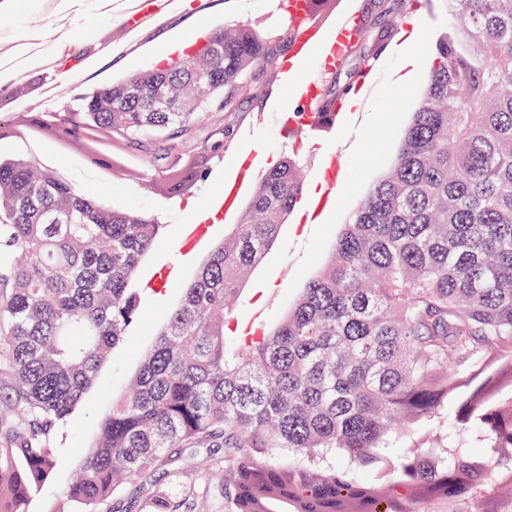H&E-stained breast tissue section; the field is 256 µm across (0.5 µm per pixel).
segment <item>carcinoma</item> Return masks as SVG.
<instances>
[{
	"mask_svg": "<svg viewBox=\"0 0 512 512\" xmlns=\"http://www.w3.org/2000/svg\"><path fill=\"white\" fill-rule=\"evenodd\" d=\"M451 2L429 80L398 154L353 211L320 272L257 336L226 332L241 287L280 242L301 194L304 155L258 178L212 242L154 344L112 399L76 473L46 512H103L173 448L219 443L236 470L224 496L248 512L254 473L298 501L443 500L481 512L492 482L512 488V0ZM412 0H373L358 67L311 108L327 122ZM197 42L211 89L180 112L153 111L135 84L193 93L189 55L99 87L31 122L112 130L156 166L187 146L206 112L257 69L275 32L225 22ZM162 225L104 210L35 159L0 162V512H35L64 459L53 441L139 315L133 287ZM451 409L456 445L394 442ZM294 462L283 465L278 453ZM336 456V464L323 466Z\"/></svg>",
	"mask_w": 512,
	"mask_h": 512,
	"instance_id": "obj_1",
	"label": "carcinoma"
}]
</instances>
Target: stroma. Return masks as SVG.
<instances>
[{
    "mask_svg": "<svg viewBox=\"0 0 512 512\" xmlns=\"http://www.w3.org/2000/svg\"><path fill=\"white\" fill-rule=\"evenodd\" d=\"M63 13L71 34L70 52L81 56L85 64L81 74L49 59H29L30 48L43 45L48 31L56 27L42 0H18L17 7L0 20V30L16 40V60L0 76V120L13 127L28 123L33 112L78 111L83 98L98 86L154 65L172 42L221 27L225 18L275 31L283 28L281 16L272 14L265 0H202L198 7L192 0H177L157 26L135 36L139 49L126 52L122 46L133 36L124 23V0H112L108 11L99 6L87 9L86 0H64ZM451 22L442 0H418L414 10L403 18V34L388 42L375 59L380 74L366 122L355 129L339 124L328 133L305 128L302 138L308 172L302 200H309L323 186L322 170L343 140L353 139L356 146L342 157L337 208L314 231L280 241L266 256L264 270L283 264L292 267L287 281L277 288L267 321L280 319L318 270L357 203L392 164L396 119L413 109L414 92L428 81L435 41ZM260 81L261 90L245 93L237 113L228 119L213 116L201 122L193 145L161 168L153 166L149 155L127 147L123 150L125 165L104 176L81 155L72 153L61 158L60 141L46 130L35 137L13 133L1 136L0 156H38L63 173L77 193L107 207L135 209L154 216L165 229L144 268L155 271L168 261L177 226L191 215L190 204L204 202L235 154L252 148L266 164L282 158L294 146L296 139L284 124L283 115L305 111L306 102L293 96L287 75H280L274 83L265 75ZM222 126L229 129L224 147L211 152V135ZM140 297L137 322L114 349L111 360L102 365L96 386L85 394L57 436L56 445L68 465H75L82 448L94 439L97 418L106 410V393L121 394L175 305L178 291L172 285L150 288L141 291ZM224 471L223 449H172L165 469L142 474L126 485L106 512H232L224 497Z\"/></svg>",
    "mask_w": 512,
    "mask_h": 512,
    "instance_id": "35a3bbf8",
    "label": "stroma"
}]
</instances>
